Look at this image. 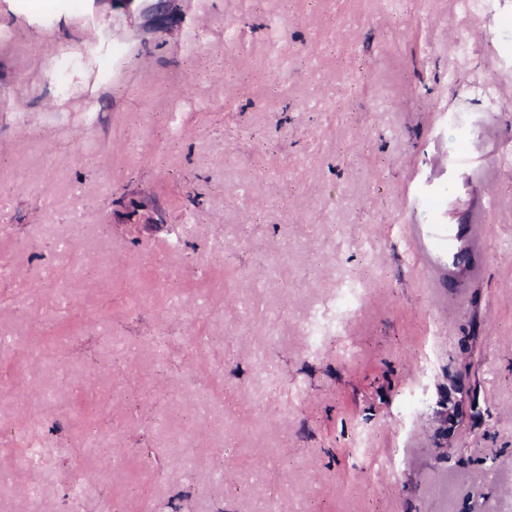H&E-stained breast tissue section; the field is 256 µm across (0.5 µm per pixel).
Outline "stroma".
Here are the masks:
<instances>
[{"label": "stroma", "instance_id": "35a3bbf8", "mask_svg": "<svg viewBox=\"0 0 512 512\" xmlns=\"http://www.w3.org/2000/svg\"><path fill=\"white\" fill-rule=\"evenodd\" d=\"M0 512H512V0H0Z\"/></svg>", "mask_w": 512, "mask_h": 512}]
</instances>
